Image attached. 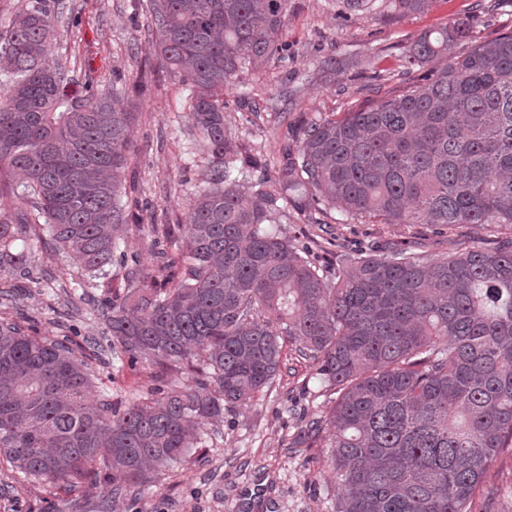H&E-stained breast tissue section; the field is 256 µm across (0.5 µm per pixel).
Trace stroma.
I'll use <instances>...</instances> for the list:
<instances>
[{
    "mask_svg": "<svg viewBox=\"0 0 512 512\" xmlns=\"http://www.w3.org/2000/svg\"><path fill=\"white\" fill-rule=\"evenodd\" d=\"M77 23L58 24L49 63L68 62L75 70L72 92L86 77L100 87L141 82L136 98L139 117L132 130L134 159L126 174L131 188L123 197L129 215L118 240L123 256L108 278L91 288L50 279L64 257L45 241L23 234L18 249L29 253L36 274L23 295L0 297V317L16 319L34 336L68 338L95 382L105 383L112 407L124 411L146 391L154 376L193 384L186 368L162 364L123 365L100 362L95 342L109 338L103 316L107 300L123 290L124 274L134 269L163 279L180 275L182 251L170 250L163 268L151 241L150 223L186 224L191 204L203 188L191 157L202 136L186 119V93L148 43L145 0H69ZM391 0H289L287 64L270 63L248 72L224 91V125L245 150L246 167L262 166L276 181L278 156L288 129L316 117L358 109L397 87L399 58L422 33L473 16L469 38L452 51L461 54L475 44L512 30V0H431L427 9L408 13L391 8ZM335 57V73L319 71V60ZM290 94L288 117L272 105ZM330 239L353 248L407 238L401 224H326ZM331 395L312 360L285 345L282 369L264 396L201 424L200 434L213 447L197 449L191 465L159 472L137 500L110 501V512H333L336 479L328 468L325 437L303 447L294 441L306 423L322 417ZM99 469L75 485L21 478L0 457V512H95L110 483ZM473 512H512V447L503 449L490 468Z\"/></svg>",
    "mask_w": 512,
    "mask_h": 512,
    "instance_id": "1",
    "label": "stroma"
}]
</instances>
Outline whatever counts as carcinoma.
<instances>
[{
  "instance_id": "obj_1",
  "label": "carcinoma",
  "mask_w": 512,
  "mask_h": 512,
  "mask_svg": "<svg viewBox=\"0 0 512 512\" xmlns=\"http://www.w3.org/2000/svg\"><path fill=\"white\" fill-rule=\"evenodd\" d=\"M162 62L189 91L187 118L205 139L206 187L189 224H152L156 244L181 238L189 262L161 288L140 274L109 301L119 360L164 358L201 374L195 386L155 378L121 415L95 393L63 340L0 320V455L25 479L71 482L97 462L109 496L132 494L160 467L192 463L200 424L273 385L284 343L317 363L337 394L323 419L335 512H471L490 466L512 447V32L461 55L473 18L422 34L405 83L339 118L303 125L276 159L273 184L253 178L224 126V88L288 59V0H148ZM65 0H0V272L29 277L15 250L39 231L69 263L58 276L111 275L127 223L121 204L134 105L92 78L68 92V66L47 64ZM314 209L325 224H404L447 234L499 228L497 246L432 259L415 245L341 253L331 267L268 232Z\"/></svg>"
}]
</instances>
